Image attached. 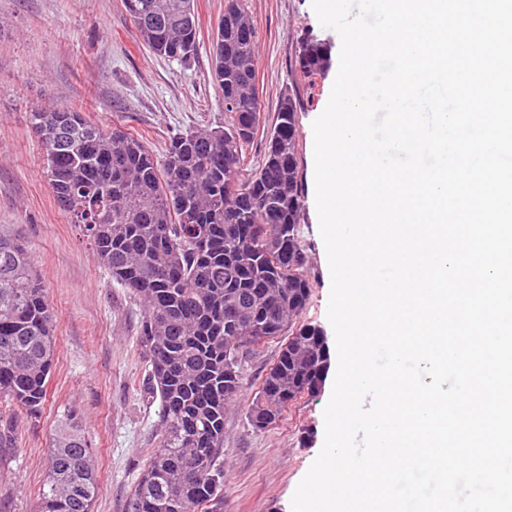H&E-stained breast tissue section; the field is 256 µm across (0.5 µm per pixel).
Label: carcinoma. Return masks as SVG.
I'll return each mask as SVG.
<instances>
[{"instance_id": "carcinoma-1", "label": "carcinoma", "mask_w": 512, "mask_h": 512, "mask_svg": "<svg viewBox=\"0 0 512 512\" xmlns=\"http://www.w3.org/2000/svg\"><path fill=\"white\" fill-rule=\"evenodd\" d=\"M139 40L160 57L189 60L194 0H124ZM257 30L242 0H226L211 67L224 95V125L172 136L164 159L121 126L104 130L69 107L40 108L31 124L59 207L90 249L144 309L140 336L159 401L160 450L126 512H221L224 406L242 388V360L288 337L264 375L249 423L264 430L330 367L320 325L305 319L309 254L299 239L306 197L299 176L298 112L284 90L263 153L247 152L266 126L256 95ZM331 46L311 34L294 67L315 75ZM55 355L54 314L15 224L0 225V448L13 447L4 418L44 406ZM99 482L80 418L70 411L51 436L39 512H91Z\"/></svg>"}]
</instances>
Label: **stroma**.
I'll use <instances>...</instances> for the list:
<instances>
[{"mask_svg": "<svg viewBox=\"0 0 512 512\" xmlns=\"http://www.w3.org/2000/svg\"><path fill=\"white\" fill-rule=\"evenodd\" d=\"M243 2L258 32L257 92L265 115H274L285 88L302 99L301 175L307 198H314L312 125L336 73L307 75L292 60L305 30L336 47L341 40L320 25L311 0ZM194 3L197 49L180 62L141 44L124 0H0V224L23 232L55 314L56 337L47 401L36 418H19L14 447L1 453L0 512H38L50 438L68 411L79 413L95 451L99 492L92 512H125L159 447L158 405L143 394L142 306L112 282L57 206L30 114L52 102L73 107L103 129L125 126L159 157L172 134L223 125L224 97L212 78L210 51L225 2ZM300 240L310 255L312 282L305 317L331 342V279L314 212H306ZM281 344L266 341L242 361L241 391L224 413L222 512H292V496L323 446L325 390L290 404L265 430L248 422V408Z\"/></svg>", "mask_w": 512, "mask_h": 512, "instance_id": "1", "label": "stroma"}]
</instances>
